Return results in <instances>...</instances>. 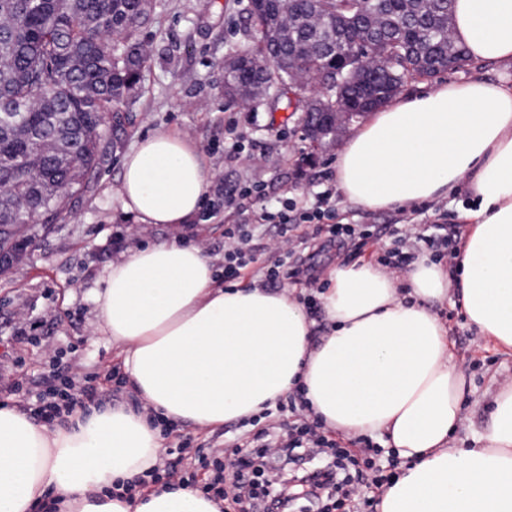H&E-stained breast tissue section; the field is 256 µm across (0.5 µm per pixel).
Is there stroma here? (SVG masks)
<instances>
[{
  "label": "stroma",
  "mask_w": 512,
  "mask_h": 512,
  "mask_svg": "<svg viewBox=\"0 0 512 512\" xmlns=\"http://www.w3.org/2000/svg\"><path fill=\"white\" fill-rule=\"evenodd\" d=\"M152 3V23L141 33L149 49L141 95L124 126L110 136L109 154L97 181L76 200L65 222L39 232L25 259L0 273V372L20 385L16 391L0 385V402L12 399L27 405L32 393L56 376L121 369V359L98 328L94 290L105 269L123 252L152 242L187 239L220 262L224 198L231 189L247 182L263 183V201L275 207L285 198L314 202L317 193L334 185L337 152L351 126L341 129L337 142L314 151L304 137L299 113L278 109L267 96L248 106L224 98L222 66L244 40L248 0ZM157 131L186 136L213 172L201 209L193 223L182 228L141 223L123 210L118 198L125 155ZM233 133L243 143L263 145L261 160L229 158L226 143ZM469 201L463 189L429 202L417 213L401 215L368 212L336 199L337 223L375 225L377 240L360 249L339 248L323 232L316 239L294 242L305 273L302 282L288 284L287 289L308 298L313 289L325 287L327 273L336 263H379L394 240L392 225L455 224ZM438 313L448 327L454 358L474 388L448 445L472 448L491 394L512 383V355L492 348L468 325L459 308L445 304ZM20 327L25 328V337H17ZM255 431V426L241 423L213 432L185 427L168 435L164 461L200 482L207 470L198 449L216 445L229 453ZM184 443L188 453L173 456V448Z\"/></svg>",
  "instance_id": "obj_1"
}]
</instances>
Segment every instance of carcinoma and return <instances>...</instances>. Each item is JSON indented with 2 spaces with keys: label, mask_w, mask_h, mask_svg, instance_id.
Returning a JSON list of instances; mask_svg holds the SVG:
<instances>
[{
  "label": "carcinoma",
  "mask_w": 512,
  "mask_h": 512,
  "mask_svg": "<svg viewBox=\"0 0 512 512\" xmlns=\"http://www.w3.org/2000/svg\"><path fill=\"white\" fill-rule=\"evenodd\" d=\"M250 42L224 67V95L283 96L294 68L320 112L360 106L358 83L336 85L351 31L376 50L372 85L398 88L465 55L448 34L453 0H250ZM151 0H0V251L65 220L95 182L113 119L139 99ZM37 216L14 220L18 211Z\"/></svg>",
  "instance_id": "cac0c4a2"
}]
</instances>
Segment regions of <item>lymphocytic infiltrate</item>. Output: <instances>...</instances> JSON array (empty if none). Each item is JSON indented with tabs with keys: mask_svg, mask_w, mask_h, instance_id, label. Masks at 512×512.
Instances as JSON below:
<instances>
[{
	"mask_svg": "<svg viewBox=\"0 0 512 512\" xmlns=\"http://www.w3.org/2000/svg\"><path fill=\"white\" fill-rule=\"evenodd\" d=\"M260 191L241 188L234 204L246 215L247 224H230L224 229V280L233 282L241 268L254 260L253 227L271 224L281 234L301 224L328 221V231L337 245L370 239L369 228L336 223L332 191H324L312 206L296 202L282 208L262 206ZM462 234L458 224H435L416 231L413 241L396 239L388 250L385 266L402 269L417 251L426 249L436 257L446 255ZM97 387L94 376L77 382L66 377L36 395L30 412L51 422L62 412L85 406L92 401ZM297 418L288 430L280 432L270 425L253 434L246 448L234 460L217 461L202 492L219 502H228L234 512H291L297 500L317 505L320 512H339L345 500H352L354 512H366L373 506L391 479L369 475L359 467L358 459L331 437L324 423L312 418L306 405H299Z\"/></svg>",
	"mask_w": 512,
	"mask_h": 512,
	"instance_id": "obj_1",
	"label": "lymphocytic infiltrate"
}]
</instances>
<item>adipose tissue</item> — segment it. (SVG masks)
<instances>
[{
  "label": "adipose tissue",
  "instance_id": "ef3b65f1",
  "mask_svg": "<svg viewBox=\"0 0 512 512\" xmlns=\"http://www.w3.org/2000/svg\"><path fill=\"white\" fill-rule=\"evenodd\" d=\"M452 39L467 57L512 66V0H455ZM211 173L180 135L156 132L125 156L118 195L145 224L196 217ZM335 185L367 211L405 209L467 189L474 206L452 265L418 255L405 276L339 263L319 294L327 332L286 291L219 284L211 257L178 241L132 251L96 292L100 331L143 410L78 408L55 426L0 404V512H220L179 483L117 497L160 466L151 413L201 429L249 421L295 388L327 426L377 437L402 472L378 512H512V385L492 397L478 447L448 436L470 391L437 312L451 302L512 354V85L444 83L371 112L337 154Z\"/></svg>",
  "mask_w": 512,
  "mask_h": 512
}]
</instances>
